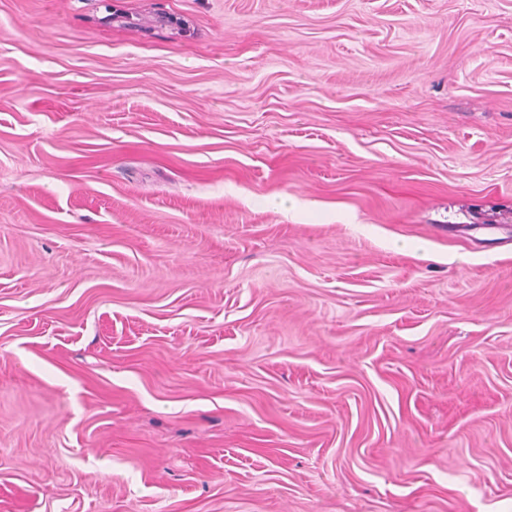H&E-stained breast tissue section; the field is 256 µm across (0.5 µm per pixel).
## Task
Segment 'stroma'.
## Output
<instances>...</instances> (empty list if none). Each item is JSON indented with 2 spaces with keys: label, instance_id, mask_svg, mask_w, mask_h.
<instances>
[{
  "label": "stroma",
  "instance_id": "1",
  "mask_svg": "<svg viewBox=\"0 0 512 512\" xmlns=\"http://www.w3.org/2000/svg\"><path fill=\"white\" fill-rule=\"evenodd\" d=\"M511 502L512 0H0V512Z\"/></svg>",
  "mask_w": 512,
  "mask_h": 512
}]
</instances>
